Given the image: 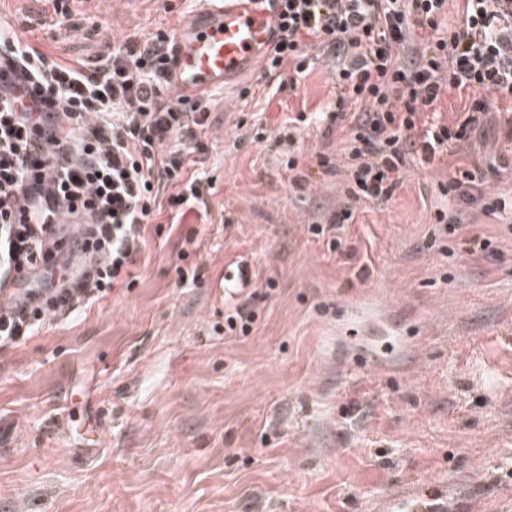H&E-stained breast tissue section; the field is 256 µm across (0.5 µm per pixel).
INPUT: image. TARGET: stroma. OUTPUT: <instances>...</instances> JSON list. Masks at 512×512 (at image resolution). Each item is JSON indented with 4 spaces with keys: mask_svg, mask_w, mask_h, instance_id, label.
Here are the masks:
<instances>
[{
    "mask_svg": "<svg viewBox=\"0 0 512 512\" xmlns=\"http://www.w3.org/2000/svg\"><path fill=\"white\" fill-rule=\"evenodd\" d=\"M200 6L70 0L62 18L0 0V22L92 68ZM212 99L191 167L212 194L163 210L105 299L0 352V512H512V226L477 204L457 229L435 221L455 170L512 193L507 114L338 233L348 129L303 131L297 193L275 143L288 116L335 110L331 61ZM254 115L256 140L236 128ZM476 233L489 246L471 254ZM242 258L256 317L230 336L215 285Z\"/></svg>",
    "mask_w": 512,
    "mask_h": 512,
    "instance_id": "1",
    "label": "stroma"
}]
</instances>
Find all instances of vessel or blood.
Wrapping results in <instances>:
<instances>
[{
    "instance_id": "1",
    "label": "vessel or blood",
    "mask_w": 512,
    "mask_h": 512,
    "mask_svg": "<svg viewBox=\"0 0 512 512\" xmlns=\"http://www.w3.org/2000/svg\"><path fill=\"white\" fill-rule=\"evenodd\" d=\"M276 19L273 0H208L175 32L171 86L195 98L253 70L267 53Z\"/></svg>"
}]
</instances>
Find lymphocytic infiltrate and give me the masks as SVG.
Wrapping results in <instances>:
<instances>
[{"label":"lymphocytic infiltrate","instance_id":"1","mask_svg":"<svg viewBox=\"0 0 512 512\" xmlns=\"http://www.w3.org/2000/svg\"><path fill=\"white\" fill-rule=\"evenodd\" d=\"M447 0H276L268 72H304L313 52L336 67V109L349 120L347 187L331 218L348 223L360 203L391 199L411 160L433 164L468 139L490 103L512 102V0H462L447 28ZM173 39L165 31L132 39L95 68L56 62L0 27V261L19 274L13 306L0 312V350L105 298L145 245L147 224L174 217L212 184L185 177L199 144L209 97L166 98ZM25 86L21 103L13 94ZM467 99L454 123L422 121L446 91ZM175 193L162 195L163 186ZM453 203L441 224L465 209L512 214V197L489 196L480 173L448 181Z\"/></svg>","mask_w":512,"mask_h":512}]
</instances>
